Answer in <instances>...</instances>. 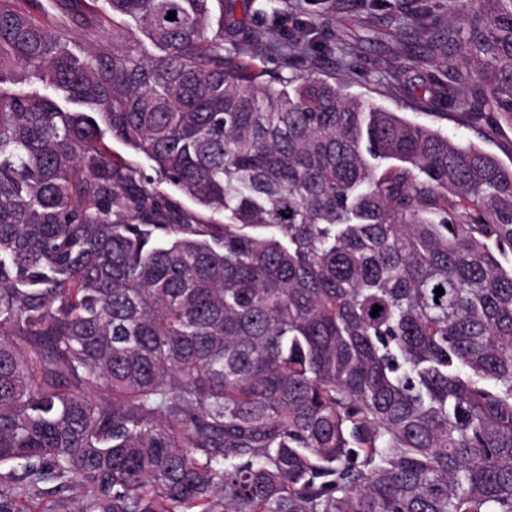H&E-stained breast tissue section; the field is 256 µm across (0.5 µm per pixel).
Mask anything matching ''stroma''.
<instances>
[{
	"label": "stroma",
	"mask_w": 512,
	"mask_h": 512,
	"mask_svg": "<svg viewBox=\"0 0 512 512\" xmlns=\"http://www.w3.org/2000/svg\"><path fill=\"white\" fill-rule=\"evenodd\" d=\"M407 6L425 20H447L442 0H288L289 19L284 24L274 19L262 0H256L252 9L238 14L237 19L244 26L261 28L270 38L280 39L330 15L337 38L348 44L352 55L343 60L323 52L322 34H312L313 47L321 52L319 62L312 67L316 76L344 80L352 93L452 139L472 142L511 168V126L468 123L447 105L423 103L422 82L417 72L406 68L399 53L400 40L410 37L408 30L398 27ZM80 496V489L62 490L56 481L33 482L19 468L0 467V505L8 512H77Z\"/></svg>",
	"instance_id": "35a3bbf8"
}]
</instances>
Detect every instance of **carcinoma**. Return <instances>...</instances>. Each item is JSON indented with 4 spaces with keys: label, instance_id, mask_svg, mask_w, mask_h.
<instances>
[{
    "label": "carcinoma",
    "instance_id": "1",
    "mask_svg": "<svg viewBox=\"0 0 512 512\" xmlns=\"http://www.w3.org/2000/svg\"><path fill=\"white\" fill-rule=\"evenodd\" d=\"M444 8L424 101L512 123V0ZM236 9L0 0V465L78 512H512V168L298 38L256 81Z\"/></svg>",
    "mask_w": 512,
    "mask_h": 512
}]
</instances>
